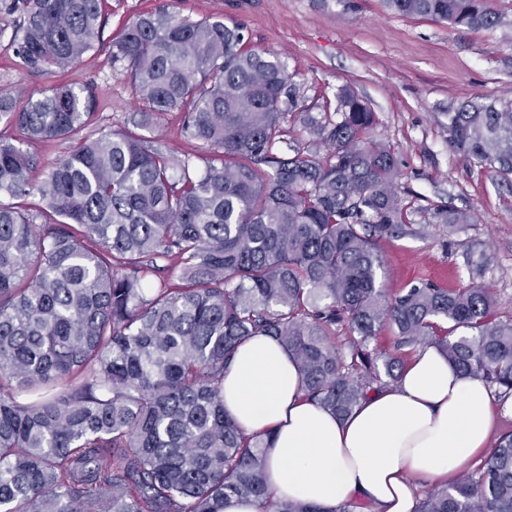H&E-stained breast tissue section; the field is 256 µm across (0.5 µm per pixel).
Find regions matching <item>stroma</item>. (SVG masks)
<instances>
[{
  "instance_id": "stroma-1",
  "label": "stroma",
  "mask_w": 512,
  "mask_h": 512,
  "mask_svg": "<svg viewBox=\"0 0 512 512\" xmlns=\"http://www.w3.org/2000/svg\"><path fill=\"white\" fill-rule=\"evenodd\" d=\"M156 6V0H108L102 43ZM174 7L192 21L218 16L241 26L249 47L280 55L303 83L314 114L335 111L345 87L374 112L373 138L398 159L418 230L381 244L379 286L386 295L414 281L447 289L477 285L512 315V182L448 145L449 112L471 100L512 99V0H495L503 23L482 30L398 15L382 0H175ZM16 23V15L0 12V89L37 94L55 78L23 69L13 46ZM70 79L93 85L99 127L139 121L136 98L105 52L87 53ZM149 133L175 155L202 152L182 136L178 113L150 120ZM444 202L470 212L471 223L451 229L434 220V206Z\"/></svg>"
}]
</instances>
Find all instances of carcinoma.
<instances>
[{"mask_svg": "<svg viewBox=\"0 0 512 512\" xmlns=\"http://www.w3.org/2000/svg\"><path fill=\"white\" fill-rule=\"evenodd\" d=\"M404 16L470 29L501 24L493 0H384ZM105 0H0L18 14L31 73L76 67L100 42ZM243 28L190 21L160 0L108 45L148 116L178 111L208 156H175L93 125L95 92L51 86L0 122L29 141L71 140L34 185V155L0 137V512H324L274 501L266 443L224 411V369L249 337L276 338L307 395L344 417L397 378L375 352L436 345L465 374L512 396V315L486 288L378 287L385 238L413 236L395 154L370 139L374 112L350 89L340 120L316 116L276 55ZM312 138L282 149L285 116ZM459 156L512 176V100L448 113ZM38 195L40 203L24 199ZM441 224L470 221L450 205ZM348 333L345 355L336 328ZM416 512H512V434Z\"/></svg>", "mask_w": 512, "mask_h": 512, "instance_id": "carcinoma-1", "label": "carcinoma"}]
</instances>
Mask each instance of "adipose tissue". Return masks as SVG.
Instances as JSON below:
<instances>
[{"mask_svg": "<svg viewBox=\"0 0 512 512\" xmlns=\"http://www.w3.org/2000/svg\"><path fill=\"white\" fill-rule=\"evenodd\" d=\"M493 396L446 353L420 348L388 388L337 418L305 396L287 350L269 336L242 343L224 372V409L266 440L272 498L335 512H414L418 481L445 483L488 448Z\"/></svg>", "mask_w": 512, "mask_h": 512, "instance_id": "ef3b65f1", "label": "adipose tissue"}]
</instances>
